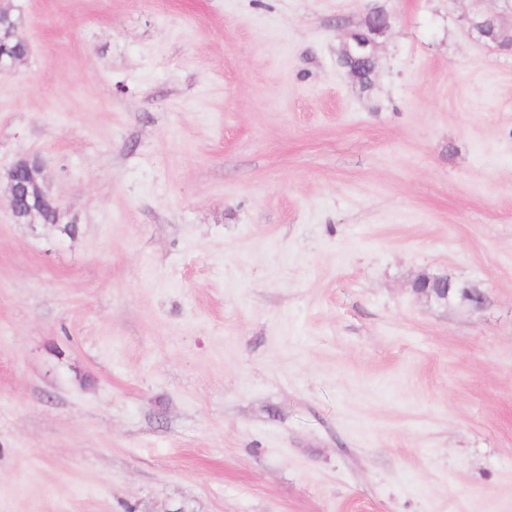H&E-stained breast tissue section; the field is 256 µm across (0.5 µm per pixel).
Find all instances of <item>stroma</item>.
<instances>
[{
    "label": "stroma",
    "instance_id": "stroma-1",
    "mask_svg": "<svg viewBox=\"0 0 512 512\" xmlns=\"http://www.w3.org/2000/svg\"><path fill=\"white\" fill-rule=\"evenodd\" d=\"M0 4V512H512V0ZM28 43L21 32L20 19L8 10H0V62L12 57L23 59ZM44 161L37 155L24 154L18 157L6 173L10 197V208L14 219L20 215L26 222L40 218L42 208L53 204L48 188L41 181L40 174L44 168ZM20 169L25 170V179L17 180ZM33 199L30 204L28 198Z\"/></svg>",
    "mask_w": 512,
    "mask_h": 512
}]
</instances>
